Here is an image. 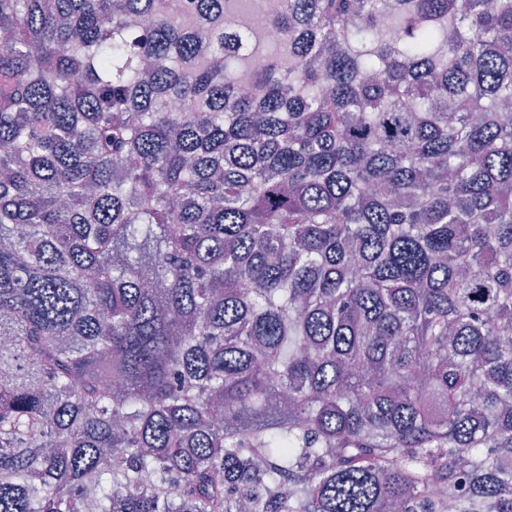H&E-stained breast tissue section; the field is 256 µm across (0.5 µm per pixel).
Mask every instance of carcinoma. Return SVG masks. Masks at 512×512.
<instances>
[{"label": "carcinoma", "instance_id": "obj_1", "mask_svg": "<svg viewBox=\"0 0 512 512\" xmlns=\"http://www.w3.org/2000/svg\"><path fill=\"white\" fill-rule=\"evenodd\" d=\"M228 3L0 0V512H512V0ZM238 2L237 9L242 13H251L248 16L242 17L239 19V25L244 28L249 29H257L263 32V36L267 42H276L279 40L280 36L278 32L272 28L271 26L265 24L264 18L259 13L251 12L252 4L251 0H240Z\"/></svg>", "mask_w": 512, "mask_h": 512}]
</instances>
